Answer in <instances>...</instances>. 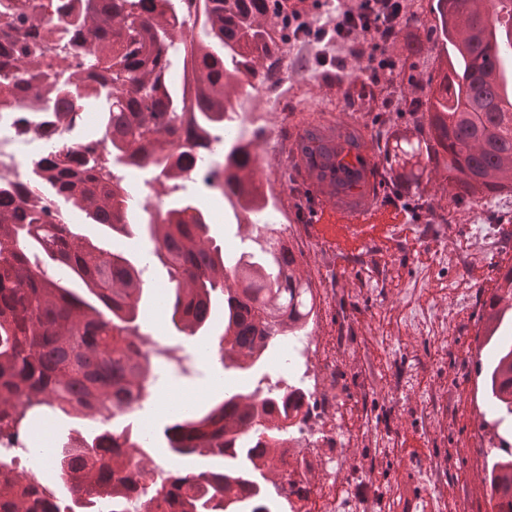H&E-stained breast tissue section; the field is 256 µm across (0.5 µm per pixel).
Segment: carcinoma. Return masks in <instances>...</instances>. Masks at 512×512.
<instances>
[{"label": "carcinoma", "instance_id": "cac0c4a2", "mask_svg": "<svg viewBox=\"0 0 512 512\" xmlns=\"http://www.w3.org/2000/svg\"><path fill=\"white\" fill-rule=\"evenodd\" d=\"M270 0H0V113L24 103L45 122L97 115L96 132L37 170L32 196L0 184V438L33 443L44 414L68 420L112 401V433L63 438L45 479L0 465V512H124L136 478L129 449L139 430L127 408L153 394L151 355L139 345L145 282L120 248L146 239L165 268V318L187 336L215 329L219 361L253 384L224 392L208 409L186 408L155 430L149 448L175 462L169 484L153 489L143 512H282L271 477L288 468L279 444L300 397L263 386L264 364L287 337L305 333L313 295L285 229L258 217L239 224L238 253L212 234L192 195L168 192L187 179V159L208 145L224 153V190L257 203L254 160L245 144L218 133L240 99L279 81L280 46L264 27ZM438 37L451 69L427 82L428 134L395 137L384 160L446 174L455 196L512 191V68L494 67L484 42L512 60V0H436ZM270 61L264 71L257 69ZM182 147L173 158V147ZM318 178L350 183L356 165L336 160L332 140L302 147ZM155 172L157 203L137 214L127 173ZM101 227L104 239L76 232L66 212ZM480 366L489 431L486 501L512 512V267L484 301Z\"/></svg>", "mask_w": 512, "mask_h": 512}]
</instances>
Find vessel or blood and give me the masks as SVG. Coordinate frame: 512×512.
Listing matches in <instances>:
<instances>
[{"mask_svg":"<svg viewBox=\"0 0 512 512\" xmlns=\"http://www.w3.org/2000/svg\"><path fill=\"white\" fill-rule=\"evenodd\" d=\"M354 135L356 145L351 150L362 160V178L351 188L344 186L333 187L328 182L319 180L310 174L302 159L299 146H292L291 174L298 184L310 193L315 205L324 207L331 212L341 230L350 236L359 235L366 222L380 203L383 188L377 172L378 162L372 148V142L366 128L356 122L337 130L336 150L346 153L345 135Z\"/></svg>","mask_w":512,"mask_h":512,"instance_id":"obj_1","label":"vessel or blood"}]
</instances>
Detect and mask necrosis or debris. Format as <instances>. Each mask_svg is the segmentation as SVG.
Masks as SVG:
<instances>
[{
  "label": "necrosis or debris",
  "mask_w": 512,
  "mask_h": 512,
  "mask_svg": "<svg viewBox=\"0 0 512 512\" xmlns=\"http://www.w3.org/2000/svg\"><path fill=\"white\" fill-rule=\"evenodd\" d=\"M278 103L263 93L242 106L231 135L239 142L256 146ZM78 143L76 127L34 128L28 112L0 113V182L26 190L36 162L49 159L51 146ZM342 371L324 362L319 345L311 336L288 339V376L277 379L276 387L297 389L304 395L299 414L301 433L286 437L282 448L292 468L287 481L274 489L288 512H359V502L342 493L337 483V458L342 448L339 417L345 405ZM133 461L140 473L139 492L126 501L127 512H142L141 497L168 477L170 465L138 449Z\"/></svg>",
  "instance_id": "4bbe7bcc"
}]
</instances>
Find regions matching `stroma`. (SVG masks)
Instances as JSON below:
<instances>
[{
  "label": "stroma",
  "instance_id": "35a3bbf8",
  "mask_svg": "<svg viewBox=\"0 0 512 512\" xmlns=\"http://www.w3.org/2000/svg\"><path fill=\"white\" fill-rule=\"evenodd\" d=\"M408 38L391 46L393 69L373 81L367 57L349 55L345 67L318 60L322 44L294 43L281 53L278 69L286 77V98L271 115L261 169L277 185L276 218L299 242L298 261L315 300L329 307L313 325L314 336L330 341L346 326L352 344L336 355L347 374V395L363 398L361 410L341 420L346 438L342 477L370 512H412L408 496L420 488L437 512H487L483 498L484 459L475 429L486 409L481 384L472 381L487 350L476 330L481 301L502 271L512 267V191L489 195L484 205L473 197L453 199L447 180L427 173L423 186L433 212L417 209L407 186L408 173L386 170L383 212L360 238L328 242L302 225L308 207L289 171L290 146L305 123L366 127L376 157H383L394 134L427 132V119L410 109V77L427 80L440 64L435 42L434 0H404ZM441 213L444 223L431 218ZM493 222V249L471 245L472 227ZM465 358L467 369L456 374ZM434 456L463 458L434 480L423 467Z\"/></svg>",
  "mask_w": 512,
  "mask_h": 512
}]
</instances>
